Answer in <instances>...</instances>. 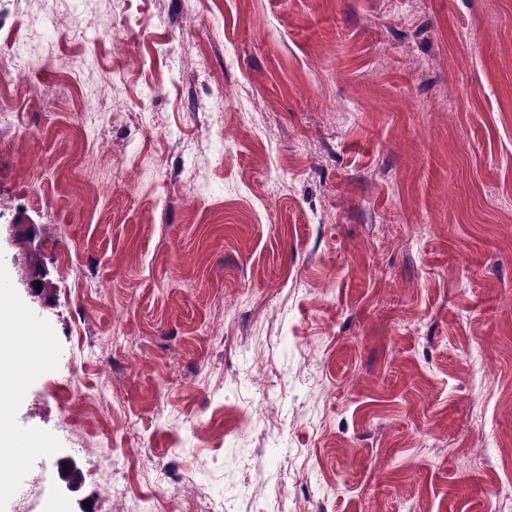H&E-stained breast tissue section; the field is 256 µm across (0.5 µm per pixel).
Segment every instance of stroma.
Here are the masks:
<instances>
[{
  "label": "stroma",
  "mask_w": 512,
  "mask_h": 512,
  "mask_svg": "<svg viewBox=\"0 0 512 512\" xmlns=\"http://www.w3.org/2000/svg\"><path fill=\"white\" fill-rule=\"evenodd\" d=\"M1 284L64 512H512V0H0Z\"/></svg>",
  "instance_id": "35a3bbf8"
}]
</instances>
